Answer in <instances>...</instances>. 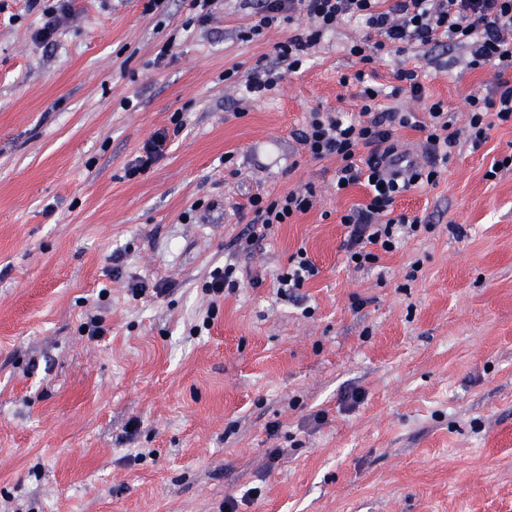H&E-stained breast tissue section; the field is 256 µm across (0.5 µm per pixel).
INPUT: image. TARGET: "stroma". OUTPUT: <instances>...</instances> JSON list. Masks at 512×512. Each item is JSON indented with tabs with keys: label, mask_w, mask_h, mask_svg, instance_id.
<instances>
[{
	"label": "stroma",
	"mask_w": 512,
	"mask_h": 512,
	"mask_svg": "<svg viewBox=\"0 0 512 512\" xmlns=\"http://www.w3.org/2000/svg\"><path fill=\"white\" fill-rule=\"evenodd\" d=\"M147 2L73 0L46 45L40 11L0 0V512H512V170L485 177L512 124L396 202L433 232L353 268L340 218L365 190L336 193L335 158L295 133L312 110L357 112L340 78L365 23L252 101L241 85L289 25L245 41L238 0L205 24ZM467 57L413 48L374 81L417 68L462 126L496 83ZM159 132L162 157L128 176ZM307 184L314 207L243 251L235 205ZM302 249L319 272L281 299ZM227 260L240 286L210 301Z\"/></svg>",
	"instance_id": "35a3bbf8"
}]
</instances>
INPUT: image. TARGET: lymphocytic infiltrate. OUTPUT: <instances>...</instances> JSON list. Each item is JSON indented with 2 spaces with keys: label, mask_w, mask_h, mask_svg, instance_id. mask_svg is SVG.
<instances>
[{
  "label": "lymphocytic infiltrate",
  "mask_w": 512,
  "mask_h": 512,
  "mask_svg": "<svg viewBox=\"0 0 512 512\" xmlns=\"http://www.w3.org/2000/svg\"><path fill=\"white\" fill-rule=\"evenodd\" d=\"M256 6L259 19L252 33L278 22H292L296 28L275 47L283 70L260 67L246 80L245 90L252 95L277 87L284 72L298 71L323 35L341 21L365 20L375 36L373 42L350 47L349 53L357 58L360 68L353 77L340 79L344 85L351 81L358 84V115L348 119L315 111L307 128L296 133L297 141L313 158L337 159V192L355 185L368 190L367 202L340 218L346 232L342 247L347 263L357 269L375 264L381 253L396 249L401 237L432 232V225L422 224L420 219L395 214L394 204L406 193L436 185L441 167L447 165L452 147L460 141L479 149L491 127L488 115L512 122V83L505 78L512 70V0H257ZM449 43L468 48L470 68L490 64L500 73L494 92L468 96L465 130L455 129V118L442 101H426L424 86L413 69L396 70L390 95L423 101L424 116L397 106L379 107L381 91L370 84L366 64L379 54H400L415 44ZM405 128L424 132L422 161L411 159L402 150L397 132ZM314 196L310 186L268 201L251 195L248 204L252 217L243 233L246 245L258 243L261 231L308 212Z\"/></svg>",
  "instance_id": "1"
}]
</instances>
